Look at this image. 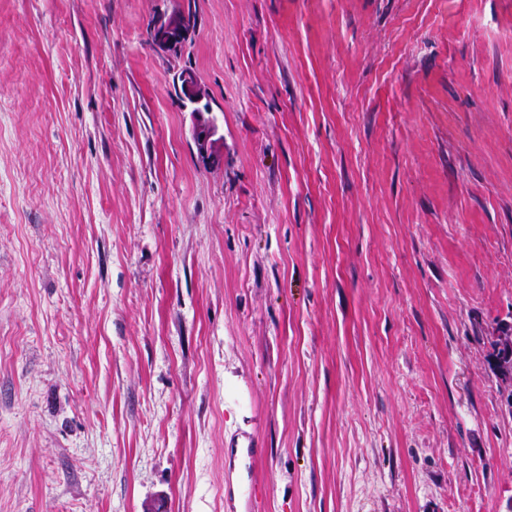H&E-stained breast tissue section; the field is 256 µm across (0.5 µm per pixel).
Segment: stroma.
<instances>
[{"instance_id":"1","label":"stroma","mask_w":512,"mask_h":512,"mask_svg":"<svg viewBox=\"0 0 512 512\" xmlns=\"http://www.w3.org/2000/svg\"><path fill=\"white\" fill-rule=\"evenodd\" d=\"M175 3L0 0V512H512V0ZM178 33L169 20H160L152 26L150 42L157 54H164V50L176 39ZM205 114L207 116H205ZM194 123L192 127V139L196 148L204 155L208 156L210 139L217 130V117L209 112H193ZM198 151V152H199Z\"/></svg>"}]
</instances>
